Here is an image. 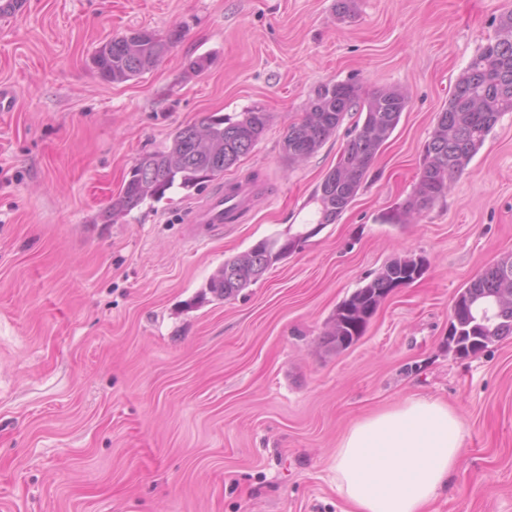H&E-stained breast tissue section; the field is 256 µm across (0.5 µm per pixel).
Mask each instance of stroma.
Instances as JSON below:
<instances>
[{
    "mask_svg": "<svg viewBox=\"0 0 512 512\" xmlns=\"http://www.w3.org/2000/svg\"><path fill=\"white\" fill-rule=\"evenodd\" d=\"M25 0L0 16V512H345L333 454L357 420L410 397L448 404L465 447L430 512H512V336L448 349L458 293L512 254V112L447 195L394 221L459 75L512 0ZM185 36L139 78L103 82L94 49ZM210 56L201 73L191 59ZM408 94L350 206L237 296L198 302L224 262L303 230L356 121L310 158L282 141L311 89ZM250 108L269 123L205 191L96 222L135 161L179 127ZM264 191L247 220L194 241L205 192ZM425 271L348 349L337 307L396 258Z\"/></svg>",
    "mask_w": 512,
    "mask_h": 512,
    "instance_id": "1",
    "label": "stroma"
}]
</instances>
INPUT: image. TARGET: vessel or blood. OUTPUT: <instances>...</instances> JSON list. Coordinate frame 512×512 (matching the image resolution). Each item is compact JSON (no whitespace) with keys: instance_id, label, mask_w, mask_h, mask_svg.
<instances>
[{"instance_id":"1","label":"vessel or blood","mask_w":512,"mask_h":512,"mask_svg":"<svg viewBox=\"0 0 512 512\" xmlns=\"http://www.w3.org/2000/svg\"><path fill=\"white\" fill-rule=\"evenodd\" d=\"M262 191V186L258 184L241 183L235 190H221L209 194L190 218V237L197 239L208 228L239 223L252 210Z\"/></svg>"}]
</instances>
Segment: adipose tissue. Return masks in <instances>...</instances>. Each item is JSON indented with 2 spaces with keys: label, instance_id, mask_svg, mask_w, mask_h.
Returning <instances> with one entry per match:
<instances>
[{
  "label": "adipose tissue",
  "instance_id": "adipose-tissue-1",
  "mask_svg": "<svg viewBox=\"0 0 512 512\" xmlns=\"http://www.w3.org/2000/svg\"><path fill=\"white\" fill-rule=\"evenodd\" d=\"M463 432L458 415L434 399L367 417L336 449V488L352 512H426L457 465Z\"/></svg>",
  "mask_w": 512,
  "mask_h": 512
}]
</instances>
